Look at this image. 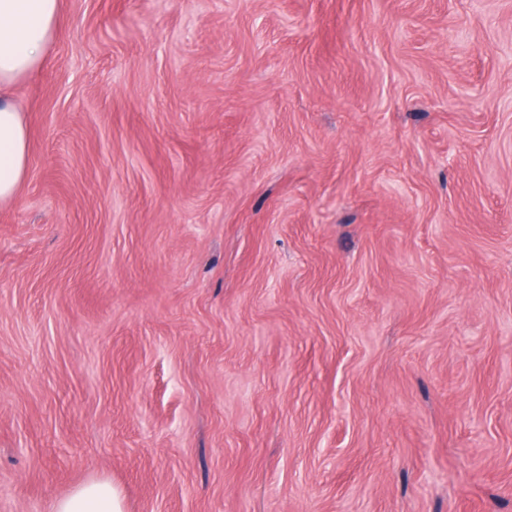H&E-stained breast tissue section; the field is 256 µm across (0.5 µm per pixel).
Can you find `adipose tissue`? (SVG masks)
<instances>
[{
    "label": "adipose tissue",
    "mask_w": 512,
    "mask_h": 512,
    "mask_svg": "<svg viewBox=\"0 0 512 512\" xmlns=\"http://www.w3.org/2000/svg\"><path fill=\"white\" fill-rule=\"evenodd\" d=\"M61 0H0V202L11 200L26 179L29 129L11 96L14 85L37 71L54 41ZM51 512H124L110 481H88L56 499Z\"/></svg>",
    "instance_id": "adipose-tissue-1"
}]
</instances>
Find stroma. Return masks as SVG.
<instances>
[{
  "label": "stroma",
  "instance_id": "35a3bbf8",
  "mask_svg": "<svg viewBox=\"0 0 512 512\" xmlns=\"http://www.w3.org/2000/svg\"><path fill=\"white\" fill-rule=\"evenodd\" d=\"M13 98L0 512H512V0H63ZM51 512H124L118 490L107 480H90L56 499Z\"/></svg>",
  "mask_w": 512,
  "mask_h": 512
}]
</instances>
